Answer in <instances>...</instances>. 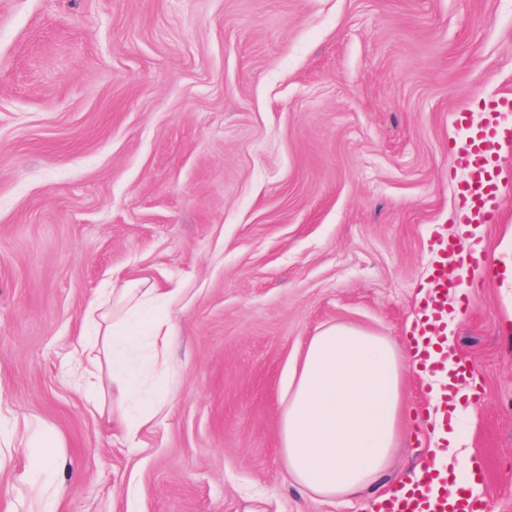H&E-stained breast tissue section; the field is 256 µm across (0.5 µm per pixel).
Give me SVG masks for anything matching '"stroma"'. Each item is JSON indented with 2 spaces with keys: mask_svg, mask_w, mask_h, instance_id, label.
Here are the masks:
<instances>
[{
  "mask_svg": "<svg viewBox=\"0 0 512 512\" xmlns=\"http://www.w3.org/2000/svg\"><path fill=\"white\" fill-rule=\"evenodd\" d=\"M512 93V0H0V403L60 441L56 512H366L282 461L311 336L351 324L401 356L437 240L456 238L457 112ZM489 257L450 315L472 366L487 512H512V148ZM182 290L161 415L129 443L112 378L80 387L88 301ZM385 487L426 459L431 379L406 365ZM27 435L0 512H39Z\"/></svg>",
  "mask_w": 512,
  "mask_h": 512,
  "instance_id": "35a3bbf8",
  "label": "stroma"
}]
</instances>
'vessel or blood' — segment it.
I'll return each mask as SVG.
<instances>
[{"label": "vessel or blood", "mask_w": 512, "mask_h": 512, "mask_svg": "<svg viewBox=\"0 0 512 512\" xmlns=\"http://www.w3.org/2000/svg\"><path fill=\"white\" fill-rule=\"evenodd\" d=\"M457 126L460 131L457 155L467 172L465 181L458 187L462 222L467 227L495 223L501 194L498 153L512 144V94L485 101L479 124H471L466 113H458ZM481 260L468 231L443 242L431 274V292L422 301L418 333L410 340V350L421 370L432 371L438 366V356L448 341V299L464 294L462 279L448 275L449 263L473 268ZM469 373L468 365L463 364L447 376L436 398V417L430 422L431 428L447 427L451 390L456 384L464 383ZM377 512H482V507L478 499L465 494L449 497L447 469L435 468L427 460L421 477L397 487L390 498L379 504Z\"/></svg>", "instance_id": "vessel-or-blood-1"}]
</instances>
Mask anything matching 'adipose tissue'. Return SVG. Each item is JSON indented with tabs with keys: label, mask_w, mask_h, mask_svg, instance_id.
I'll return each instance as SVG.
<instances>
[{
	"label": "adipose tissue",
	"mask_w": 512,
	"mask_h": 512,
	"mask_svg": "<svg viewBox=\"0 0 512 512\" xmlns=\"http://www.w3.org/2000/svg\"><path fill=\"white\" fill-rule=\"evenodd\" d=\"M178 291L139 278L104 288L86 316L101 357L76 348V383L109 368L121 405L115 416L136 439L164 406L161 389L146 390V372L167 367L173 326L169 306ZM403 365L394 345L366 330L338 324L308 342L288 383L280 415L288 476L304 490L334 499L379 482L398 446Z\"/></svg>",
	"instance_id": "adipose-tissue-1"
}]
</instances>
